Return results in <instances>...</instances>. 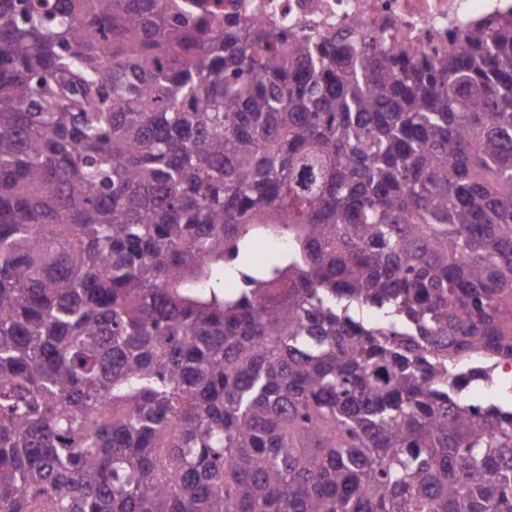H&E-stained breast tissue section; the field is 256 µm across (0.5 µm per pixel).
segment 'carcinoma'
Wrapping results in <instances>:
<instances>
[{"label":"carcinoma","instance_id":"carcinoma-1","mask_svg":"<svg viewBox=\"0 0 512 512\" xmlns=\"http://www.w3.org/2000/svg\"><path fill=\"white\" fill-rule=\"evenodd\" d=\"M196 2L0 0V512H512V20ZM240 12L275 20L299 37L327 36L379 50L459 48L478 20L512 12V0H225ZM449 35L457 38L449 40Z\"/></svg>","mask_w":512,"mask_h":512}]
</instances>
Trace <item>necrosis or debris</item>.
Wrapping results in <instances>:
<instances>
[{
	"instance_id": "obj_1",
	"label": "necrosis or debris",
	"mask_w": 512,
	"mask_h": 512,
	"mask_svg": "<svg viewBox=\"0 0 512 512\" xmlns=\"http://www.w3.org/2000/svg\"><path fill=\"white\" fill-rule=\"evenodd\" d=\"M240 11L275 20L299 37L327 36L384 50L460 47L478 20L512 12V0H232Z\"/></svg>"
}]
</instances>
